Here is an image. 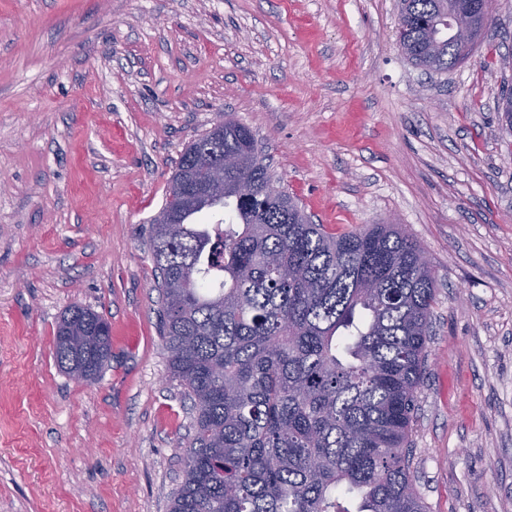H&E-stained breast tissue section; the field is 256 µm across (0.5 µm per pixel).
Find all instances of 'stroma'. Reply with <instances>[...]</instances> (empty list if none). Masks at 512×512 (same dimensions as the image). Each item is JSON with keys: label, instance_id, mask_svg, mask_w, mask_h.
I'll return each instance as SVG.
<instances>
[{"label": "stroma", "instance_id": "1", "mask_svg": "<svg viewBox=\"0 0 512 512\" xmlns=\"http://www.w3.org/2000/svg\"><path fill=\"white\" fill-rule=\"evenodd\" d=\"M397 0H0V512H169L191 438L148 250L218 113L341 232L400 224L436 279L411 476L428 512H512V0L429 76ZM71 305L112 327L60 371ZM53 354L58 368L71 378L98 380L112 358L111 328L92 309L70 306L56 324Z\"/></svg>", "mask_w": 512, "mask_h": 512}]
</instances>
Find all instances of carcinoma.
Masks as SVG:
<instances>
[{"instance_id":"1","label":"carcinoma","mask_w":512,"mask_h":512,"mask_svg":"<svg viewBox=\"0 0 512 512\" xmlns=\"http://www.w3.org/2000/svg\"><path fill=\"white\" fill-rule=\"evenodd\" d=\"M465 0H399L398 42L428 72L467 60L448 31ZM209 156L246 155L251 130L226 117L189 144L170 183L203 185ZM250 192L205 207L169 191L150 224L158 331L170 377L195 415L170 512H427L407 448L436 285L424 248L399 224L331 233L273 189L264 157ZM58 368L83 382L112 358L109 324L88 307L60 316Z\"/></svg>"}]
</instances>
